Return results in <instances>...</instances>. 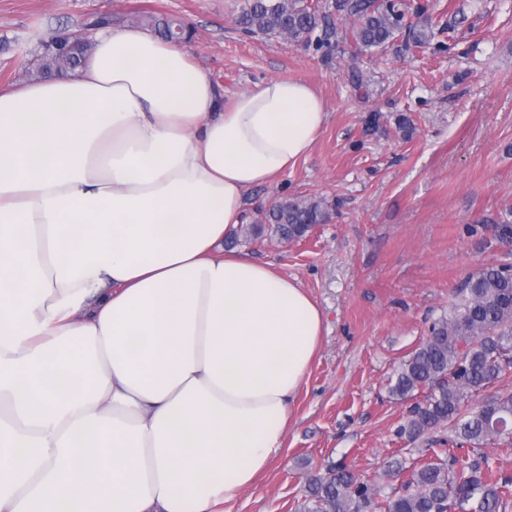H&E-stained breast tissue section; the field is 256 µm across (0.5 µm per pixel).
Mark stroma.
<instances>
[{"label":"stroma","mask_w":512,"mask_h":512,"mask_svg":"<svg viewBox=\"0 0 512 512\" xmlns=\"http://www.w3.org/2000/svg\"><path fill=\"white\" fill-rule=\"evenodd\" d=\"M336 35L320 47L252 35L245 0H0V85L36 81L50 35L148 28L172 16L225 98L272 77L312 86L329 113L309 154L249 194V219L286 198L324 202L329 219L298 240L271 230L238 250L297 280L319 304L320 350L279 458L228 512H302L308 474L346 465L382 495L442 455L449 427L401 436L414 405L391 396L401 362L448 316L454 292L486 266L512 265L498 234L512 225V0H396L397 38L353 55L334 0ZM427 30L418 44L411 31Z\"/></svg>","instance_id":"obj_1"}]
</instances>
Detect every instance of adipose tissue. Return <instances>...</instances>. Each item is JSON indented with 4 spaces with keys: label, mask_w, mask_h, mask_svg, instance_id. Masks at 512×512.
I'll list each match as a JSON object with an SVG mask.
<instances>
[{
    "label": "adipose tissue",
    "mask_w": 512,
    "mask_h": 512,
    "mask_svg": "<svg viewBox=\"0 0 512 512\" xmlns=\"http://www.w3.org/2000/svg\"><path fill=\"white\" fill-rule=\"evenodd\" d=\"M327 116L136 28L0 86V512H224L272 466L323 314L224 239Z\"/></svg>",
    "instance_id": "adipose-tissue-1"
}]
</instances>
